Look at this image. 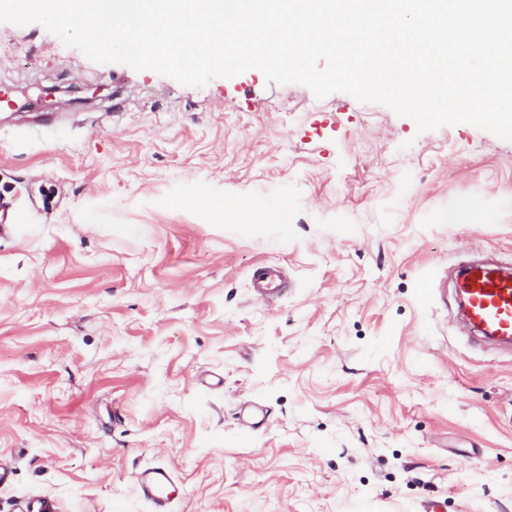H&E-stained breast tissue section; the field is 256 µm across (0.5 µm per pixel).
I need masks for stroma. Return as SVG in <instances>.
<instances>
[{"label": "stroma", "instance_id": "1", "mask_svg": "<svg viewBox=\"0 0 512 512\" xmlns=\"http://www.w3.org/2000/svg\"><path fill=\"white\" fill-rule=\"evenodd\" d=\"M0 83L58 115L0 110V512H151L152 466L171 512H512V354L426 289L512 262V142L254 68L184 86L36 23H0ZM289 286L287 274L283 268L273 264H261L253 270L250 288L253 297L271 304L276 302ZM136 484L140 497L151 505L152 512H171L176 484L169 468H145L137 474Z\"/></svg>", "mask_w": 512, "mask_h": 512}]
</instances>
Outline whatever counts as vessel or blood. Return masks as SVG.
<instances>
[{"instance_id":"1","label":"vessel or blood","mask_w":512,"mask_h":512,"mask_svg":"<svg viewBox=\"0 0 512 512\" xmlns=\"http://www.w3.org/2000/svg\"><path fill=\"white\" fill-rule=\"evenodd\" d=\"M287 274L273 264L255 267L250 281L253 297L271 304L284 293ZM454 294L470 340L512 350V271L498 261L467 260L458 266ZM140 497L153 512H171L175 480L164 466L141 470L136 478Z\"/></svg>"}]
</instances>
